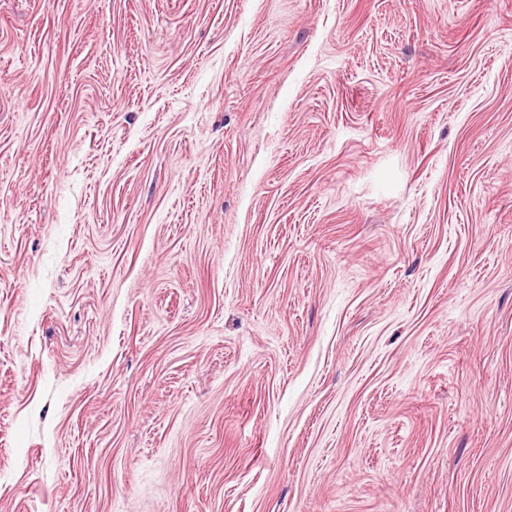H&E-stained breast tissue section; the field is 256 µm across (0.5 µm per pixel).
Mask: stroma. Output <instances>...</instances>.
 Wrapping results in <instances>:
<instances>
[{
    "mask_svg": "<svg viewBox=\"0 0 512 512\" xmlns=\"http://www.w3.org/2000/svg\"><path fill=\"white\" fill-rule=\"evenodd\" d=\"M0 512H512V0H0Z\"/></svg>",
    "mask_w": 512,
    "mask_h": 512,
    "instance_id": "stroma-1",
    "label": "stroma"
}]
</instances>
